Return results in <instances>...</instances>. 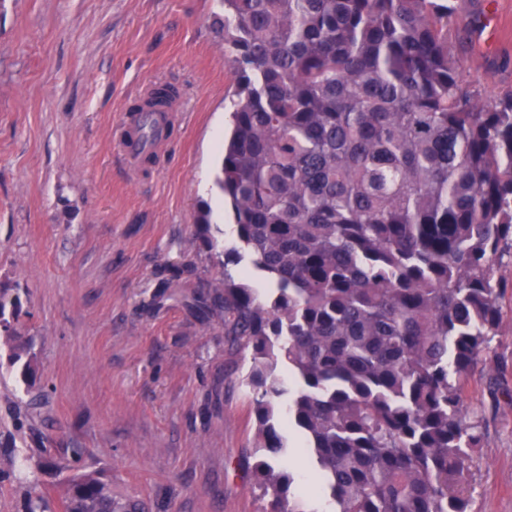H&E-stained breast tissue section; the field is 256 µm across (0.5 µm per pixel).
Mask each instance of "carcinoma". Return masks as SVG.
I'll return each mask as SVG.
<instances>
[{"label":"carcinoma","instance_id":"carcinoma-1","mask_svg":"<svg viewBox=\"0 0 512 512\" xmlns=\"http://www.w3.org/2000/svg\"><path fill=\"white\" fill-rule=\"evenodd\" d=\"M222 3L236 94L215 182L237 242L210 306L250 355L240 385L265 512H470L484 436L463 378L500 325L512 93L482 103L463 88L453 0ZM174 95L158 87L133 111ZM245 260L274 287L229 268ZM6 307L0 296V342L30 372ZM287 428L306 477L288 464ZM59 508L140 504L83 471Z\"/></svg>","mask_w":512,"mask_h":512}]
</instances>
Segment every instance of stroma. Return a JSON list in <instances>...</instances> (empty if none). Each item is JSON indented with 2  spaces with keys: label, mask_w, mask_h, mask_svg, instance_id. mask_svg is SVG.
Listing matches in <instances>:
<instances>
[{
  "label": "stroma",
  "mask_w": 512,
  "mask_h": 512,
  "mask_svg": "<svg viewBox=\"0 0 512 512\" xmlns=\"http://www.w3.org/2000/svg\"><path fill=\"white\" fill-rule=\"evenodd\" d=\"M467 88L512 90V0H454ZM181 110L130 171L120 120L147 87ZM235 82L221 0H0V291L19 296L35 378L0 349V512L57 501L56 457L104 472L145 512H264L249 456L247 366L202 312L236 239L215 183ZM491 351L466 381L485 435L471 512H512V253Z\"/></svg>",
  "instance_id": "stroma-1"
}]
</instances>
